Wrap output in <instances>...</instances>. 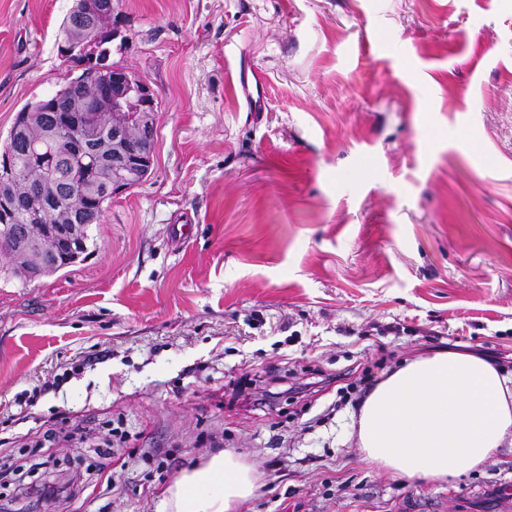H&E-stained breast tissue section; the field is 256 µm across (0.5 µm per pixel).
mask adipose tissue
<instances>
[{
    "instance_id": "ef3b65f1",
    "label": "adipose tissue",
    "mask_w": 512,
    "mask_h": 512,
    "mask_svg": "<svg viewBox=\"0 0 512 512\" xmlns=\"http://www.w3.org/2000/svg\"><path fill=\"white\" fill-rule=\"evenodd\" d=\"M355 436L381 472L447 481L512 441V375L475 354L433 351L377 383L359 408ZM256 480L251 465L223 452L183 473L167 501L172 512H241Z\"/></svg>"
}]
</instances>
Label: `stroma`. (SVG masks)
I'll return each mask as SVG.
<instances>
[{
	"instance_id": "1",
	"label": "stroma",
	"mask_w": 512,
	"mask_h": 512,
	"mask_svg": "<svg viewBox=\"0 0 512 512\" xmlns=\"http://www.w3.org/2000/svg\"><path fill=\"white\" fill-rule=\"evenodd\" d=\"M73 4L0 0V149L81 73L57 47ZM110 48L155 94L153 170L106 204L84 261L0 278V464L109 421V454L39 453L83 482L71 512H171L209 435L257 466L243 512H501L511 445L419 484L363 463L351 433L361 378L422 352L507 351L512 372V0H121ZM310 373L336 381L247 400Z\"/></svg>"
}]
</instances>
